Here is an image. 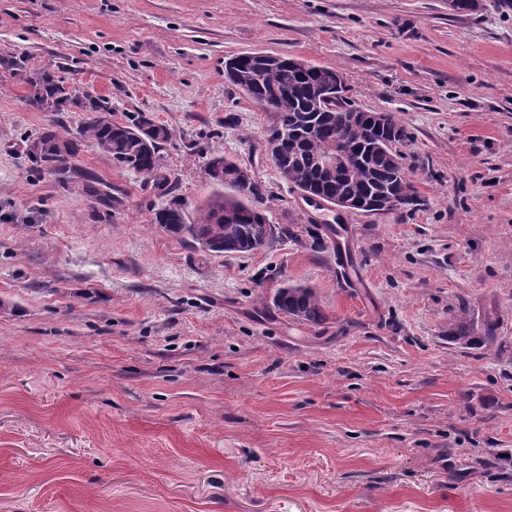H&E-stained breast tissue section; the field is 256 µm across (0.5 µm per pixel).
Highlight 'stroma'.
I'll return each mask as SVG.
<instances>
[{"instance_id": "stroma-1", "label": "stroma", "mask_w": 512, "mask_h": 512, "mask_svg": "<svg viewBox=\"0 0 512 512\" xmlns=\"http://www.w3.org/2000/svg\"><path fill=\"white\" fill-rule=\"evenodd\" d=\"M448 0H0V512H512V9ZM248 52L340 70L412 139L419 206L318 208L224 79ZM47 71L150 113L187 215L224 152L296 234L218 256L167 236L140 175L73 162L115 214L33 170ZM322 246H313L311 233ZM310 285L321 324L271 300ZM495 345L453 341L462 316Z\"/></svg>"}]
</instances>
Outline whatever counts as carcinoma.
<instances>
[{
    "label": "carcinoma",
    "instance_id": "obj_1",
    "mask_svg": "<svg viewBox=\"0 0 512 512\" xmlns=\"http://www.w3.org/2000/svg\"><path fill=\"white\" fill-rule=\"evenodd\" d=\"M448 9L474 13L484 9V0H448ZM339 75L335 69L280 55L261 62L237 55L224 69L231 85L261 108H272L275 123L271 130L282 131L284 138L269 160L294 190L314 196L317 203L349 204L354 210L375 214L418 205L417 192L406 190L410 183L407 156L399 150L411 135L394 114L382 117L350 104L344 96L348 92L345 84L328 85ZM29 83L31 106L48 112H82L75 136L65 138L46 128L26 140V151L39 154L33 167L53 176L62 189L81 190L107 213L123 205V198L112 194V185L72 163L79 140L86 139L116 168L141 175L144 188L166 198L155 209L154 224L173 238L221 256L263 250L293 236L290 228L270 223L265 208L267 187L220 151L210 153L205 174L224 192L202 202L195 218L187 220L175 184L161 172L159 152L172 138L167 126L146 112L125 122L115 121L109 107L49 73H37ZM325 155L335 158L336 164L322 173L316 160ZM273 305L298 322L316 325L323 319L308 285L284 283ZM473 331L474 324L460 322L456 342L467 346L479 339L489 345L496 341L494 336H474Z\"/></svg>",
    "mask_w": 512,
    "mask_h": 512
}]
</instances>
